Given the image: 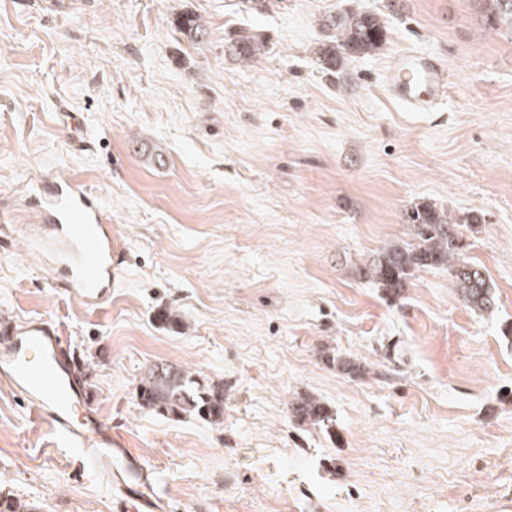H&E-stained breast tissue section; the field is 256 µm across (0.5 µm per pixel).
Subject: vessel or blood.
<instances>
[{
  "label": "vessel or blood",
  "mask_w": 512,
  "mask_h": 512,
  "mask_svg": "<svg viewBox=\"0 0 512 512\" xmlns=\"http://www.w3.org/2000/svg\"><path fill=\"white\" fill-rule=\"evenodd\" d=\"M386 93L410 112L432 111L445 96L448 69L419 50L400 53L383 77ZM47 224L41 244L53 256L59 288L88 307L107 300L116 278L112 226L97 194L74 179L48 177L25 195ZM0 385L27 401L37 417L50 421L58 437L89 468L104 473L122 493L126 512H169L153 489V472L99 415L84 411L80 388L60 361L65 339L55 325L27 320L0 333Z\"/></svg>",
  "instance_id": "b4317fda"
}]
</instances>
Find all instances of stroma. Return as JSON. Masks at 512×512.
Returning a JSON list of instances; mask_svg holds the SVG:
<instances>
[{
	"label": "stroma",
	"instance_id": "35a3bbf8",
	"mask_svg": "<svg viewBox=\"0 0 512 512\" xmlns=\"http://www.w3.org/2000/svg\"><path fill=\"white\" fill-rule=\"evenodd\" d=\"M361 2L385 13L388 45L338 77L314 49L351 0H0V317L49 321L90 362V408L171 512H512V39L470 0ZM187 12L201 43L176 31ZM236 28L266 43L246 65L224 52ZM408 47L448 68L434 111L383 89ZM51 175L111 220L120 269L99 309L56 288L18 218L26 184ZM423 201L483 214L468 256L493 312L441 269L396 302L360 278ZM161 306L184 331L155 323ZM338 352L371 375L336 370ZM159 361L223 382V424L141 410ZM304 394L331 430L289 418ZM0 498L119 512L108 479L1 386Z\"/></svg>",
	"mask_w": 512,
	"mask_h": 512
}]
</instances>
